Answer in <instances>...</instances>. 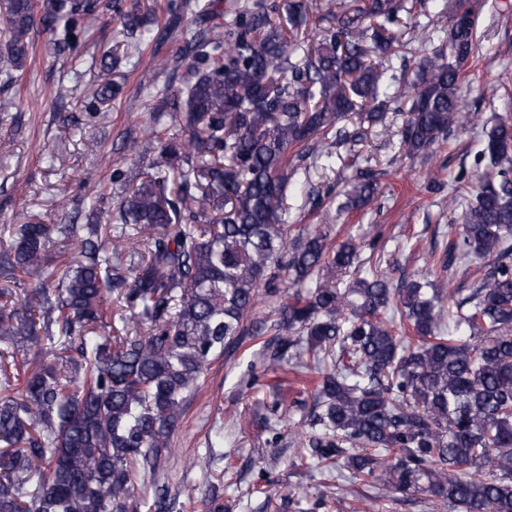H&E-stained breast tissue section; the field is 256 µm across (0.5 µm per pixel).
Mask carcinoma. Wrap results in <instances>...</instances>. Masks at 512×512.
<instances>
[{"label":"carcinoma","instance_id":"cac0c4a2","mask_svg":"<svg viewBox=\"0 0 512 512\" xmlns=\"http://www.w3.org/2000/svg\"><path fill=\"white\" fill-rule=\"evenodd\" d=\"M478 0L443 5L449 49L420 61L412 88L394 86L385 55L404 38L431 41L405 0H330L334 20L306 48L269 0L229 28L210 26L187 43L196 61L171 110L153 112L125 144L130 155L158 152L160 168L130 187L110 219L84 224H1V358L29 343L34 370L22 392L0 374V512H141L138 474L168 449L185 397L211 358L245 336L269 334L274 357L292 351L316 373L314 410L295 465L329 474L345 466L377 486L378 499L427 493L448 512H512V265L488 268L471 293L444 306L445 277L457 259L508 252L512 238V124L491 128L481 158L491 173L458 181L473 201L449 249L431 255L438 280L395 286L382 257L366 269L362 243H337L326 230L288 240V193L319 209L325 195L310 169H336L368 130L387 131V110L404 112L401 142L422 153L464 126L483 122L457 94L474 45ZM103 0H0V82L29 56L32 32L75 58L70 40L94 23ZM168 118L185 133L164 141ZM331 143H326L329 134ZM299 147V161H288ZM311 163H306V160ZM180 186L167 193L169 173ZM377 189L365 168L346 206L369 205ZM80 241L53 277L52 236ZM144 247L136 276L123 265L130 242ZM313 282L279 303L271 319L248 324L261 297ZM115 300L129 315L111 336L104 310ZM397 310L411 335L386 318ZM251 493L267 512L285 495L265 481Z\"/></svg>","mask_w":512,"mask_h":512}]
</instances>
